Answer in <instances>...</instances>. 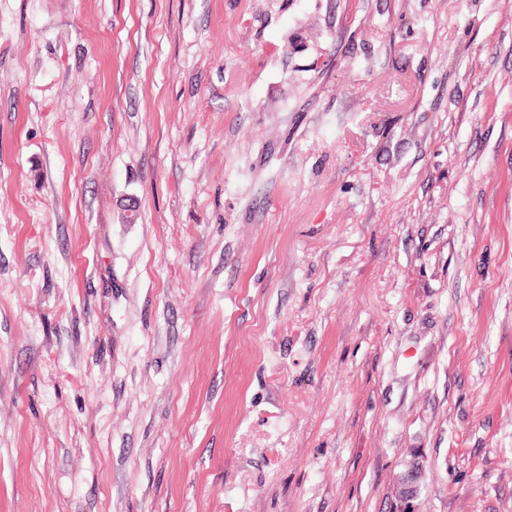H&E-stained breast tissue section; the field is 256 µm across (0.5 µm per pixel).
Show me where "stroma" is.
<instances>
[{"label":"stroma","instance_id":"1","mask_svg":"<svg viewBox=\"0 0 512 512\" xmlns=\"http://www.w3.org/2000/svg\"><path fill=\"white\" fill-rule=\"evenodd\" d=\"M413 467L512 512V0H0V512Z\"/></svg>","mask_w":512,"mask_h":512}]
</instances>
